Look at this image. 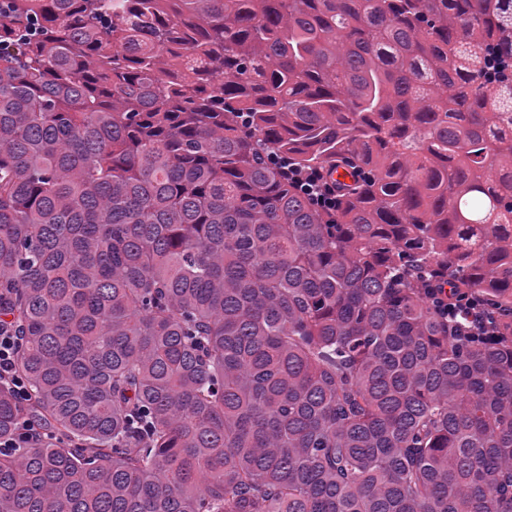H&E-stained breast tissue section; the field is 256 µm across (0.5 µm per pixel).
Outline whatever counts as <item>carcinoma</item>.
Returning a JSON list of instances; mask_svg holds the SVG:
<instances>
[{
    "instance_id": "1",
    "label": "carcinoma",
    "mask_w": 512,
    "mask_h": 512,
    "mask_svg": "<svg viewBox=\"0 0 512 512\" xmlns=\"http://www.w3.org/2000/svg\"><path fill=\"white\" fill-rule=\"evenodd\" d=\"M512 0H0V512H512ZM335 174L336 214L262 160ZM427 296L442 316L448 318L451 333L455 336L491 342L499 337L501 320L510 318L512 322V312H496L476 295L463 292L454 297H448L439 286H431L427 288ZM458 316L465 322L459 321ZM20 340L21 337L11 326L0 325V383L8 384L18 399L26 400L30 396L27 382L15 371V357Z\"/></svg>"
}]
</instances>
